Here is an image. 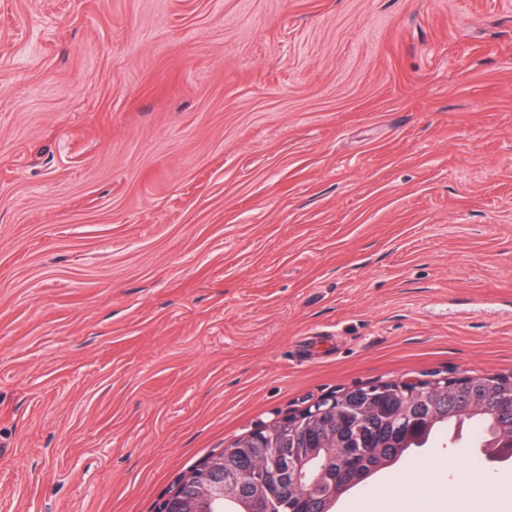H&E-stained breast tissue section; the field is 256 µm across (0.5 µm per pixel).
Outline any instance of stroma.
<instances>
[{"label":"stroma","mask_w":512,"mask_h":512,"mask_svg":"<svg viewBox=\"0 0 512 512\" xmlns=\"http://www.w3.org/2000/svg\"><path fill=\"white\" fill-rule=\"evenodd\" d=\"M464 376L512 379V0H0V512H159L321 400ZM476 442L336 508L512 485Z\"/></svg>","instance_id":"obj_1"}]
</instances>
